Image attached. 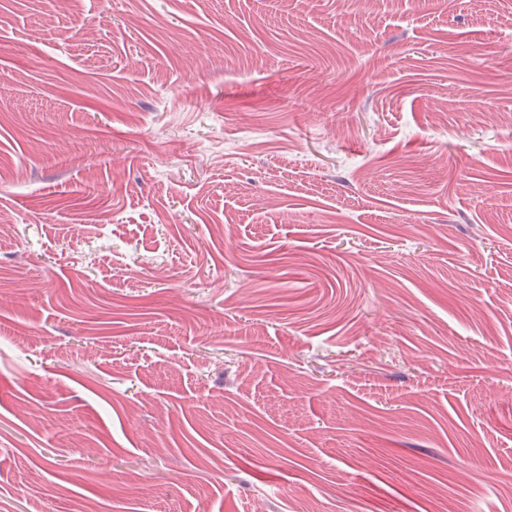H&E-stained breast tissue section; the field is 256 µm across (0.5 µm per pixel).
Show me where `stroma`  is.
I'll return each instance as SVG.
<instances>
[{"label":"stroma","instance_id":"stroma-1","mask_svg":"<svg viewBox=\"0 0 512 512\" xmlns=\"http://www.w3.org/2000/svg\"><path fill=\"white\" fill-rule=\"evenodd\" d=\"M512 0H0V512H512Z\"/></svg>","mask_w":512,"mask_h":512}]
</instances>
